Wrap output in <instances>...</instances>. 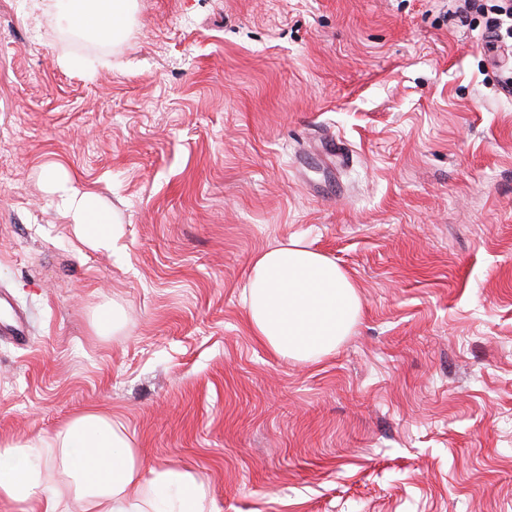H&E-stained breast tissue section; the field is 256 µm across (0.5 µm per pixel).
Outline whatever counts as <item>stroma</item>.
Segmentation results:
<instances>
[{
  "label": "stroma",
  "instance_id": "1",
  "mask_svg": "<svg viewBox=\"0 0 512 512\" xmlns=\"http://www.w3.org/2000/svg\"><path fill=\"white\" fill-rule=\"evenodd\" d=\"M447 9L135 0L101 40L0 0V326L29 317L0 337V439L100 408L216 512H512V96L484 18ZM51 163L113 252L77 241ZM296 238L363 306L305 364L243 303Z\"/></svg>",
  "mask_w": 512,
  "mask_h": 512
}]
</instances>
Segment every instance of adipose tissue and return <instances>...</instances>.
Segmentation results:
<instances>
[{"mask_svg":"<svg viewBox=\"0 0 512 512\" xmlns=\"http://www.w3.org/2000/svg\"><path fill=\"white\" fill-rule=\"evenodd\" d=\"M102 38L124 29L132 0H36ZM47 176L78 240L111 250L116 236L96 195L56 168ZM251 332L278 357L314 362L335 351L361 312L347 274L327 255L292 240L257 254L244 290ZM0 501L17 512H214L208 486L168 465L143 473L137 448L111 414L78 413L52 433L0 440Z\"/></svg>","mask_w":512,"mask_h":512,"instance_id":"adipose-tissue-1","label":"adipose tissue"}]
</instances>
